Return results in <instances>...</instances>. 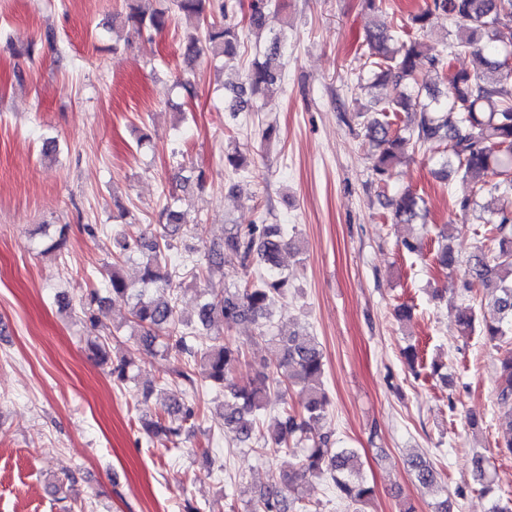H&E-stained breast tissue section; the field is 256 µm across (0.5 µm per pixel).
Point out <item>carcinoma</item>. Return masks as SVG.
<instances>
[{
  "label": "carcinoma",
  "instance_id": "carcinoma-1",
  "mask_svg": "<svg viewBox=\"0 0 512 512\" xmlns=\"http://www.w3.org/2000/svg\"><path fill=\"white\" fill-rule=\"evenodd\" d=\"M174 11L207 22L204 39L188 37L183 55L188 61L207 52L214 59H235L240 43L236 26L227 22L234 5L219 6L222 19L213 16V0H170ZM272 0H250L247 25L256 41L268 43L263 59H254L241 79L224 84V111L237 112L258 95L265 93L281 78L280 50L287 39L285 28L268 25ZM448 16L456 28L455 39L448 44L449 54L457 55L476 49L482 71L456 72L449 90L430 88L427 76L446 65V60L430 56L418 34L431 27L437 15ZM119 27L141 35L160 34L172 21L169 9L148 11L140 0H129L128 11L118 16ZM410 27L393 29L378 24L367 30L364 42L367 55L366 74L358 75L357 85L365 89L367 77L389 79L405 89L394 100H371L374 115L365 125L366 136L378 149L374 171L379 180L392 175L394 167L405 159L404 148L413 144L444 145L437 160V174L448 179L458 176L472 184L471 195L457 202L463 213L477 206L476 197L486 193L512 194V69L504 68L512 57V0H425L424 6L409 16ZM415 110L413 119L394 126L390 115ZM394 220L409 224L422 220L424 199L411 191L392 203ZM165 223L161 230L138 239H116L112 270L108 275L112 299H135L131 311V335L158 353L175 351L181 364L175 375L190 388H196L193 366L201 369L208 385L224 392V428L241 442L255 436L262 410L278 397L275 386L298 389L295 406L280 407L268 434L261 435L258 451L265 454L288 453V447L302 449L288 473L272 475L270 485L259 495L252 512H284L286 495L296 496L299 487L311 478L327 475L338 497L361 512L374 495V488L363 476L359 453L354 448H333L330 435L323 431L329 400L321 382L324 372L323 352L315 338L302 332L286 336L271 332L272 307L288 290V274L283 272L284 250L300 251L297 240L285 237L278 224L232 225L222 244L211 250L204 261L192 265L196 277L224 270L227 264L242 268L253 262L264 272L256 281L227 291L220 299L206 298L197 311V323L208 328L216 322L231 326L249 320L259 324V337L275 343L282 356L275 368L261 371L247 383L233 376L240 352L231 342L214 339L199 346L197 331H186L187 322L179 316L175 285L168 271L169 252L178 234L181 215L165 205L161 213ZM489 224L488 244L475 251L466 264L462 288L480 297L482 332L488 340L500 341L512 335V211H489L479 216ZM141 253L139 282L128 281L121 265L135 253ZM442 270H454L456 257L441 244L435 258ZM476 314L470 307L459 311L456 322L465 336L474 331ZM135 361L123 356L112 363L113 381L126 384L135 380ZM499 403L512 405V354L505 356L496 381ZM200 409L184 400L173 399L164 415L146 426L154 437H177L185 426H195ZM416 481L423 486L436 483V473L424 460L412 462ZM477 480L491 490L493 479L482 455L472 459Z\"/></svg>",
  "mask_w": 512,
  "mask_h": 512
}]
</instances>
